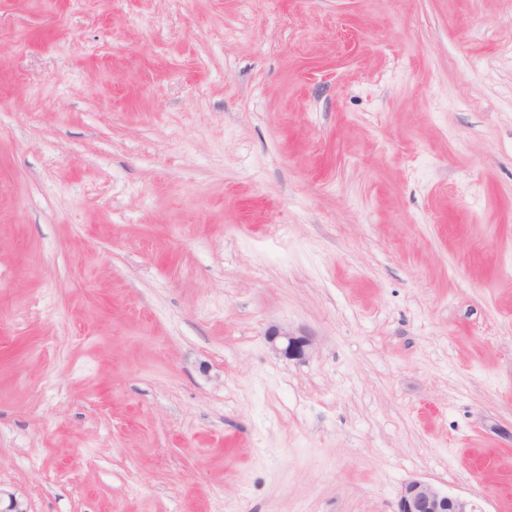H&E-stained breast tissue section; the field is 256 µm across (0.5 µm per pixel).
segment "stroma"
Segmentation results:
<instances>
[{
  "instance_id": "stroma-1",
  "label": "stroma",
  "mask_w": 512,
  "mask_h": 512,
  "mask_svg": "<svg viewBox=\"0 0 512 512\" xmlns=\"http://www.w3.org/2000/svg\"><path fill=\"white\" fill-rule=\"evenodd\" d=\"M414 478L512 512V0H0V492ZM269 339L273 342L277 338L284 340V347L282 352L285 356L295 357L296 359H302L306 356L309 341L306 337H294L288 330L275 329L270 335Z\"/></svg>"
}]
</instances>
